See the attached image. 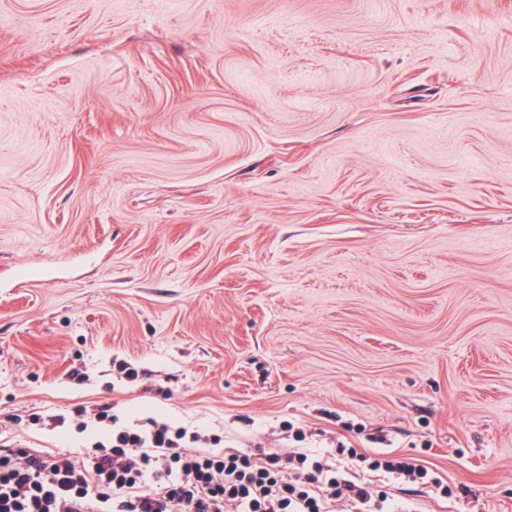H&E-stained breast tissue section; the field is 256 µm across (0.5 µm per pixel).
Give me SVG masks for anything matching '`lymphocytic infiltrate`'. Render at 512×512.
I'll list each match as a JSON object with an SVG mask.
<instances>
[{"label": "lymphocytic infiltrate", "mask_w": 512, "mask_h": 512, "mask_svg": "<svg viewBox=\"0 0 512 512\" xmlns=\"http://www.w3.org/2000/svg\"><path fill=\"white\" fill-rule=\"evenodd\" d=\"M97 420L103 433L82 452L1 446L0 512H396L387 492L307 448L227 453L182 425ZM368 468L452 493L417 458L382 455Z\"/></svg>", "instance_id": "lymphocytic-infiltrate-1"}]
</instances>
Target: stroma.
Segmentation results:
<instances>
[{
    "label": "stroma",
    "mask_w": 512,
    "mask_h": 512,
    "mask_svg": "<svg viewBox=\"0 0 512 512\" xmlns=\"http://www.w3.org/2000/svg\"><path fill=\"white\" fill-rule=\"evenodd\" d=\"M103 409L512 512V0H0V440ZM338 453L344 455L345 451L350 459H358L361 462L368 461V470L373 472H382L391 476L394 479H407L412 482H419L423 485H428L439 491L443 496L452 495L451 488L444 484L443 481L435 477L434 471H430L429 467L423 464V461L417 458L408 456H382L373 459H367L362 454H358L353 448H338Z\"/></svg>",
    "instance_id": "1"
}]
</instances>
